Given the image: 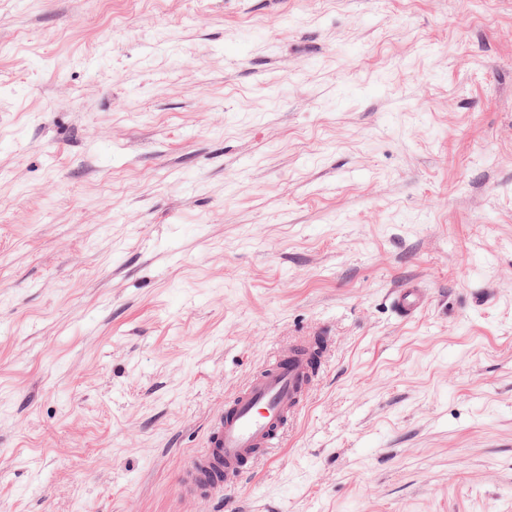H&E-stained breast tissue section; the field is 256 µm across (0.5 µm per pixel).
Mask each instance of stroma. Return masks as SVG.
Listing matches in <instances>:
<instances>
[{
  "label": "stroma",
  "mask_w": 512,
  "mask_h": 512,
  "mask_svg": "<svg viewBox=\"0 0 512 512\" xmlns=\"http://www.w3.org/2000/svg\"><path fill=\"white\" fill-rule=\"evenodd\" d=\"M319 330L233 512H512V0H0V512H218ZM426 295L417 285L397 288L391 296V305L395 314L402 319L415 317L424 307ZM328 336H301L253 373L209 421L203 448L180 476L183 488L212 496L240 484L275 448L306 407Z\"/></svg>",
  "instance_id": "1"
}]
</instances>
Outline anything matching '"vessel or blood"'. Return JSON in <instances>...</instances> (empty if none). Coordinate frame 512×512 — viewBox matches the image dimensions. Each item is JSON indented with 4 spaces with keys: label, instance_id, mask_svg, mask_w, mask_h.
Instances as JSON below:
<instances>
[{
    "label": "vessel or blood",
    "instance_id": "vessel-or-blood-1",
    "mask_svg": "<svg viewBox=\"0 0 512 512\" xmlns=\"http://www.w3.org/2000/svg\"><path fill=\"white\" fill-rule=\"evenodd\" d=\"M422 288L406 285L391 296L395 314L415 317L423 308ZM327 351L323 336H303L253 373L209 421L203 448L181 475L182 487L212 496L240 484L275 448L309 401Z\"/></svg>",
    "mask_w": 512,
    "mask_h": 512
}]
</instances>
